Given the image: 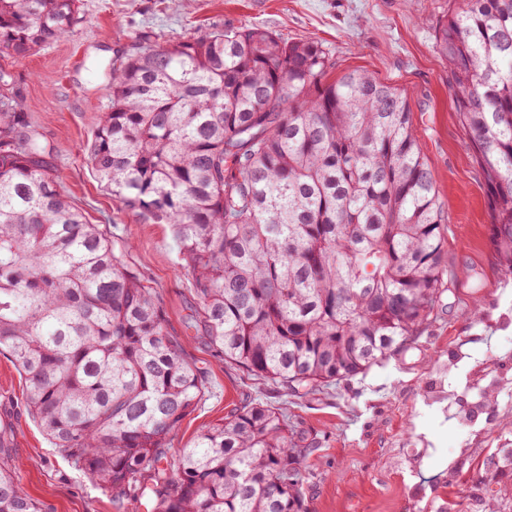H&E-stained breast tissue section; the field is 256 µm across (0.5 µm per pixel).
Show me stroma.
Returning a JSON list of instances; mask_svg holds the SVG:
<instances>
[{"mask_svg": "<svg viewBox=\"0 0 512 512\" xmlns=\"http://www.w3.org/2000/svg\"><path fill=\"white\" fill-rule=\"evenodd\" d=\"M453 0H82L73 34L41 47L22 62L0 59L26 119L52 150L51 164L87 221L105 225L128 260L144 274L184 356L207 379L201 404L175 430L178 453L238 407L263 402L281 408L292 429L314 447L304 461V512H466L488 498L512 512V424L502 423L512 393L469 420L472 373L492 366L512 378V275L488 244L487 189L451 102L448 69L433 51L435 31ZM260 27L288 41L323 44L330 79L365 70L411 95L412 121L449 217L444 263L448 284L432 322L366 374L295 396L224 363L195 329L199 299L181 266L171 225L125 208L99 182L87 145L109 101L116 54L141 35L163 46L184 34ZM444 381L446 404L430 402L428 386ZM0 428L10 459L29 495L46 512H143L118 501L72 466L26 408L25 381L0 354ZM467 439L480 454H462ZM491 470H484L486 461ZM466 466L467 481L453 469Z\"/></svg>", "mask_w": 512, "mask_h": 512, "instance_id": "stroma-1", "label": "stroma"}]
</instances>
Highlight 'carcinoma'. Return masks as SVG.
Returning a JSON list of instances; mask_svg holds the SVG:
<instances>
[{"instance_id":"cac0c4a2","label":"carcinoma","mask_w":512,"mask_h":512,"mask_svg":"<svg viewBox=\"0 0 512 512\" xmlns=\"http://www.w3.org/2000/svg\"><path fill=\"white\" fill-rule=\"evenodd\" d=\"M433 48L512 274V0H454ZM80 0H0V58L80 23ZM318 41L258 28L112 64L88 154L122 205L176 228L224 362L294 393L351 379L430 323L444 224L408 93L367 71L328 80ZM0 70V351L54 444L149 512H303L310 452L278 408L249 403L167 455L206 378L144 275L65 194ZM0 512H42L0 460Z\"/></svg>"}]
</instances>
